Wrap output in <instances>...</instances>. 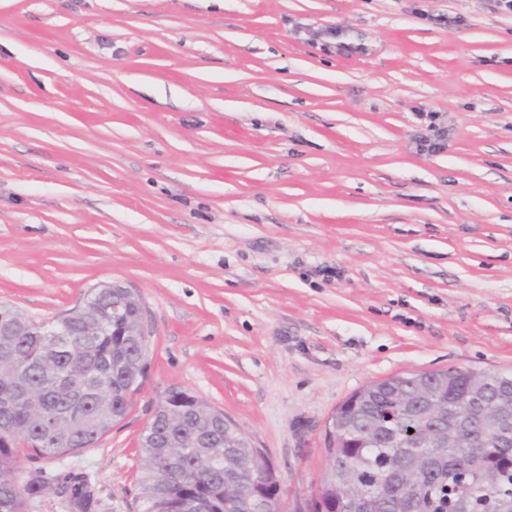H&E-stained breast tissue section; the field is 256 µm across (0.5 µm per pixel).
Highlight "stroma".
<instances>
[{
  "instance_id": "1",
  "label": "stroma",
  "mask_w": 512,
  "mask_h": 512,
  "mask_svg": "<svg viewBox=\"0 0 512 512\" xmlns=\"http://www.w3.org/2000/svg\"><path fill=\"white\" fill-rule=\"evenodd\" d=\"M329 27L364 52L314 48ZM423 112L441 152L417 148ZM103 282L145 309L148 378L96 446L19 461L85 474L101 512H139L168 387L224 411L296 512L355 390L512 373V13L0 0V303L50 318ZM421 117H424L425 120L429 121L427 130L431 131L432 134L422 136L417 147L421 151L431 154L440 152L445 147V142L448 138V130L435 123L436 115L434 112H425V114L423 112Z\"/></svg>"
}]
</instances>
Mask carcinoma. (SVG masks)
<instances>
[{
  "mask_svg": "<svg viewBox=\"0 0 512 512\" xmlns=\"http://www.w3.org/2000/svg\"><path fill=\"white\" fill-rule=\"evenodd\" d=\"M144 337L127 331L119 335L108 326L90 336L80 325L70 335H0V512H29L46 484L38 475L24 480L19 456L47 459L73 453L99 442L127 414L132 397L147 376L139 346ZM426 372H412L370 382L351 394L336 411L347 415L351 427L336 441L324 438L327 471L307 501L308 512H336L337 484L344 482L360 494L383 500L377 512H395L401 494L389 480L391 469L408 448L443 457L442 475L419 474L423 489L418 508L453 512L466 498L471 508L485 512L497 501L512 498V421L508 436H489L474 449L470 465H463L465 448L438 447L431 427L399 410L393 391L398 380L414 396ZM479 380L488 387L487 410L497 411L499 393L512 388V375L495 371L448 369L435 383L442 401L464 402ZM159 401L156 414L140 438L143 465L140 475V512H188L198 502L203 512H253L248 491L278 494V480L264 455L237 428L224 429L213 417L216 408L189 397L179 413ZM413 432H408V429ZM224 457L232 465L234 491L224 471H203L205 462ZM265 472L261 484L258 471ZM61 493L70 496V512H99L100 500L88 478L69 472L57 479Z\"/></svg>",
  "mask_w": 512,
  "mask_h": 512,
  "instance_id": "cac0c4a2",
  "label": "carcinoma"
}]
</instances>
